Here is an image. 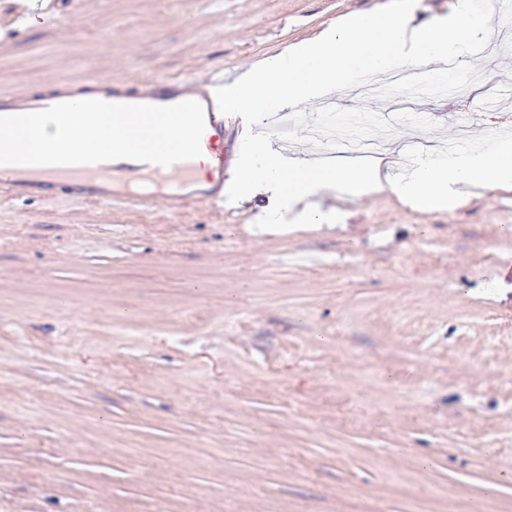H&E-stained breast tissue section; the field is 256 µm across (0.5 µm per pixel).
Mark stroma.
I'll use <instances>...</instances> for the list:
<instances>
[{
  "instance_id": "stroma-1",
  "label": "stroma",
  "mask_w": 512,
  "mask_h": 512,
  "mask_svg": "<svg viewBox=\"0 0 512 512\" xmlns=\"http://www.w3.org/2000/svg\"><path fill=\"white\" fill-rule=\"evenodd\" d=\"M0 0V93L233 80L387 0ZM496 7L467 97L336 106L396 165L512 116ZM266 196L145 214L0 196V512H512V190L421 211Z\"/></svg>"
}]
</instances>
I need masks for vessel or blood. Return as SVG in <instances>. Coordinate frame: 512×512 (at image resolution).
Returning <instances> with one entry per match:
<instances>
[{"label": "vessel or blood", "instance_id": "vessel-or-blood-1", "mask_svg": "<svg viewBox=\"0 0 512 512\" xmlns=\"http://www.w3.org/2000/svg\"><path fill=\"white\" fill-rule=\"evenodd\" d=\"M223 83L220 76L204 81L170 80L148 83L133 92L122 82L108 78L102 82L108 99L104 109L108 112L120 107L176 110L184 117V137L188 141H199L209 131L217 130L228 143L234 144L243 140L246 128L238 117L220 113L214 92ZM19 109L69 115L73 112V102L67 94L57 90L42 97L0 94V114ZM229 161V155L221 152L213 156V176L209 189L201 197L203 203L223 207L224 172ZM126 172L125 165L112 162L108 157L49 155L37 144L27 160L0 164V195L25 193L50 199L62 193L82 200L125 202L141 211L150 210L154 203L152 195L122 190ZM177 173L166 194L174 209L191 202L183 191L191 170L184 165Z\"/></svg>", "mask_w": 512, "mask_h": 512}]
</instances>
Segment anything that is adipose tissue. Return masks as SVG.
Returning a JSON list of instances; mask_svg holds the SVG:
<instances>
[{
    "instance_id": "obj_1",
    "label": "adipose tissue",
    "mask_w": 512,
    "mask_h": 512,
    "mask_svg": "<svg viewBox=\"0 0 512 512\" xmlns=\"http://www.w3.org/2000/svg\"><path fill=\"white\" fill-rule=\"evenodd\" d=\"M100 93L78 94L82 105L81 130L65 136L64 120L46 121L28 110L0 121V155L22 156L29 149L28 129L36 125L44 133V146L71 154L88 150L114 154L116 162L132 166L145 163L143 153L133 149L143 127L158 124L163 139L176 140L181 120L168 115L162 120L138 112L115 114L110 121L98 120L96 108ZM512 189V141L497 142L488 149H474L443 159L425 156L416 160L409 174L396 173L392 161L380 159L373 165H327L304 163L286 155L264 140L246 142L236 160L234 192L240 200L258 194L275 199L278 210L298 211L308 229H322L328 219L316 204V197L329 190L363 198L386 191L395 193L412 206L430 210H451L463 204L472 188Z\"/></svg>"
}]
</instances>
